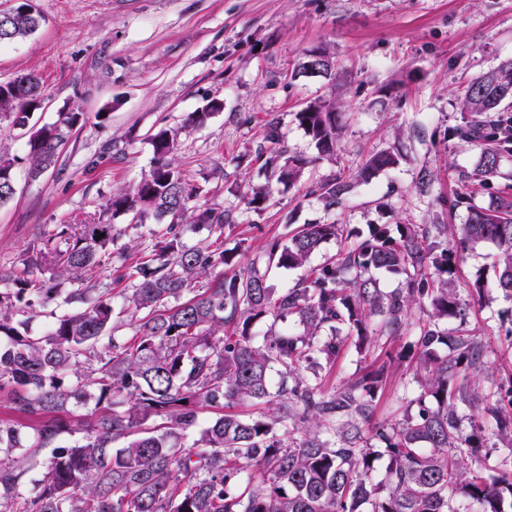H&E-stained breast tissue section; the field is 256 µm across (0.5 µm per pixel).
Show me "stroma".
I'll list each match as a JSON object with an SVG mask.
<instances>
[{
    "mask_svg": "<svg viewBox=\"0 0 512 512\" xmlns=\"http://www.w3.org/2000/svg\"><path fill=\"white\" fill-rule=\"evenodd\" d=\"M43 17L32 35L0 46V82L34 70L44 99L34 123L54 122L73 107L86 120L58 151L54 165L32 174L27 140L7 131L16 163L15 194L0 205V268L17 267L25 252L53 238L62 224L110 223L127 262L145 261L162 224L111 213L108 199L140 180L152 164L150 137L177 126L189 112L218 99L223 108L203 127L182 133L175 158L201 189L200 208H233L239 222L225 247L255 253L299 224H342L312 265L353 244L373 224L465 223L457 195L489 206L512 193V160L500 177L478 188L461 181L479 159L476 147L447 139L461 121L460 99L479 75L512 59V0H35ZM317 47L330 50L345 82L298 76L295 64ZM335 93L344 128L333 157L317 151L295 119L303 104ZM108 111L106 121L96 114ZM279 118L291 151L313 157L301 181L276 193L263 213L243 197L263 183L257 160L266 121ZM398 163L369 183L355 184L344 206L326 211L309 185L354 173L375 151ZM433 174L426 192L420 168ZM384 200L385 209L375 207ZM498 249L485 244L461 255L454 284L461 296L480 285L481 299L465 320L490 346L492 377L475 388L490 392L512 379V301L497 287ZM449 318L448 328L458 326Z\"/></svg>",
    "mask_w": 512,
    "mask_h": 512,
    "instance_id": "stroma-1",
    "label": "stroma"
}]
</instances>
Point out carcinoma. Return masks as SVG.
Wrapping results in <instances>:
<instances>
[{"mask_svg": "<svg viewBox=\"0 0 512 512\" xmlns=\"http://www.w3.org/2000/svg\"><path fill=\"white\" fill-rule=\"evenodd\" d=\"M38 26L37 17L0 16V44ZM299 69L308 77L344 78L325 48L305 53ZM20 77L18 93L0 96V118L21 112L28 121L26 110L42 96L38 73ZM509 99L511 59L467 87L464 123L447 131V138L480 150L463 180L485 182L512 156V120L500 113ZM315 102L321 111L301 110L296 120L318 155L331 156L342 113L331 95ZM219 110L210 103L153 134L148 173L108 200L114 213L150 215L166 226L123 298L135 342L120 336L112 295L91 285L95 269L125 257L112 251L120 236L114 225L62 224L61 264L50 266L48 249L38 245L23 256L21 269L0 270V394L31 429L24 434L19 423L0 420V512H508L512 456L509 465L490 468L482 452L490 437H512V385L497 390L487 415L460 412L479 400L469 377L491 365L488 346L465 327L467 303L451 274L456 250L491 243L498 248L497 287L512 300V194L488 207L458 196L468 209L463 224H373L368 235L277 292L268 284L272 269L306 266L323 243L342 237V225L303 224L285 239H269L244 266L236 248L186 245L183 224L219 238L237 222L231 210L197 207L199 188L174 162L180 134ZM82 119L81 112H60L55 122L26 130L32 172L55 163ZM258 157L265 158V183L245 195L258 212L313 162L288 153L276 117L265 124ZM397 161L391 151L373 153L354 174L313 183L308 195L334 211L353 184ZM14 166L1 145L0 205L15 194ZM373 270L398 276L399 287L380 288ZM63 281L79 287L64 292ZM50 301V330L31 333L21 316ZM416 312L413 348L390 353L386 342L406 334ZM450 315L460 318L451 333L440 326ZM258 323L267 325L261 339L253 332ZM346 347L364 361L378 350L404 366L411 379L400 402L417 411L367 432L363 424L374 414L386 366H367L336 388L301 376L303 367L319 358L333 362ZM219 402L224 411L198 445L177 450L197 422V408ZM90 403L94 414L82 436L61 444L69 424L60 413ZM246 403L264 410L232 411ZM119 440L124 445L113 447ZM39 448L52 449L51 457L23 499ZM383 456L388 464L380 477Z\"/></svg>", "mask_w": 512, "mask_h": 512, "instance_id": "cac0c4a2", "label": "carcinoma"}]
</instances>
